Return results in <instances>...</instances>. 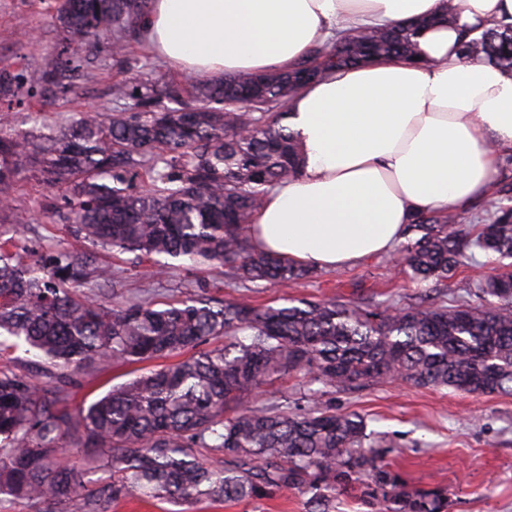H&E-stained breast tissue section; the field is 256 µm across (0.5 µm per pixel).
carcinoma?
I'll list each match as a JSON object with an SVG mask.
<instances>
[{"instance_id": "1", "label": "carcinoma", "mask_w": 512, "mask_h": 512, "mask_svg": "<svg viewBox=\"0 0 512 512\" xmlns=\"http://www.w3.org/2000/svg\"><path fill=\"white\" fill-rule=\"evenodd\" d=\"M148 0H61L56 20L72 42L40 64L45 95L66 93L85 52L110 37L115 54L139 41ZM416 26L354 34L339 30L287 72L167 83L112 84L129 110L81 112L41 123L36 133L0 135V195L33 171L62 192L60 222L77 240L132 253L161 273L169 260L227 267L244 287L286 284L318 272L252 245L247 229L268 190L301 171V148L283 124L288 104L311 79L373 55L409 56ZM460 59L512 69V26L485 24L462 35ZM18 75L0 70V103ZM148 191L133 182L142 175ZM493 218L462 234L463 217L416 213L397 252L412 280L448 287L474 251L512 259V182L498 184ZM112 284V306L80 291ZM120 277L94 252L27 256L0 229V352L20 346L52 365L48 397L24 376L0 370V498L36 506L69 502L75 512H110L140 492L188 507L261 500L282 490L310 495L307 512H329L336 491L359 488L373 512H448V492L407 486L366 444L364 416L259 400L282 375L351 389L401 380L473 394H512V271L483 282L497 302L446 301L396 309L334 299L257 304L243 298L186 297L157 305L120 291ZM224 339V345L206 344ZM193 351L185 356L187 351ZM171 363L137 376L71 412V388L88 365ZM80 433L84 460L104 477L94 486L64 465L62 438Z\"/></svg>"}]
</instances>
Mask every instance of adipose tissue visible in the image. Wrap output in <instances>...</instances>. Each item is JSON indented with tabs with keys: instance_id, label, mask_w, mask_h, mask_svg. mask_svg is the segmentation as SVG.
I'll return each mask as SVG.
<instances>
[{
	"instance_id": "obj_1",
	"label": "adipose tissue",
	"mask_w": 512,
	"mask_h": 512,
	"mask_svg": "<svg viewBox=\"0 0 512 512\" xmlns=\"http://www.w3.org/2000/svg\"><path fill=\"white\" fill-rule=\"evenodd\" d=\"M149 0L140 36L194 76L289 70L333 29L434 18L417 59L374 58L316 79L289 105L302 173L274 186L248 235L261 251L340 270L391 252L414 213L488 195L512 152V70L464 63L458 28L512 24V0Z\"/></svg>"
}]
</instances>
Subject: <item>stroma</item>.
<instances>
[{
	"mask_svg": "<svg viewBox=\"0 0 512 512\" xmlns=\"http://www.w3.org/2000/svg\"><path fill=\"white\" fill-rule=\"evenodd\" d=\"M55 3L0 0V67L7 65L19 73L21 85L18 102L10 111L0 112V132H27L41 114L72 118L88 109L110 114L116 108L110 85L117 80L138 79L152 69L164 75L166 81L189 84V76L161 63L134 42L123 52L125 65H116L112 44L107 41L98 49L104 69L88 77H76L69 93L43 98L40 60L68 42L55 17ZM9 197V207H0V224L15 225L26 249L41 252L75 248V240L56 217L61 204L58 191L25 174L13 184ZM98 259L122 276L132 294L158 302L197 294L233 300L247 294L264 304L285 297L333 298L339 302L365 297L375 303L400 306L438 295L433 282H412L399 276L389 253L343 270L321 271L319 277L299 285L250 290L235 283L224 267L199 269L180 260L167 273L153 275L134 265L129 253L102 252ZM159 366L155 360L133 369L146 373ZM0 368L24 375L44 392L55 385L53 368L21 351L1 356ZM133 369L122 364L103 371L86 368L73 390L75 402H94L112 387L128 381ZM319 400L336 412L363 415L371 441L389 448L385 462L401 472L410 487L447 489L448 512H512V396L467 394L394 381L344 391L327 388ZM307 500L305 494L283 491L250 502L203 501L195 504L193 512H306Z\"/></svg>",
	"mask_w": 512,
	"mask_h": 512,
	"instance_id": "1",
	"label": "stroma"
}]
</instances>
